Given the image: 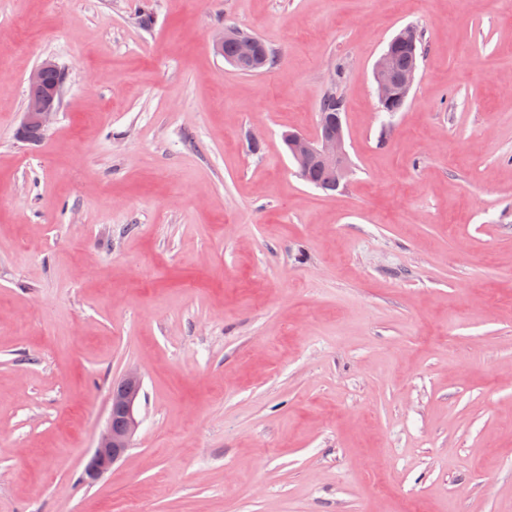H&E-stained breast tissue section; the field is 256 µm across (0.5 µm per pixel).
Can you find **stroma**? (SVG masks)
<instances>
[{
	"label": "stroma",
	"instance_id": "35a3bbf8",
	"mask_svg": "<svg viewBox=\"0 0 512 512\" xmlns=\"http://www.w3.org/2000/svg\"><path fill=\"white\" fill-rule=\"evenodd\" d=\"M227 24L280 65L228 66ZM331 92L328 195L281 134ZM130 370L132 446L85 482ZM0 512H512V0H0ZM415 31L416 50H413L410 44L400 39H396V36L400 31L390 40L389 46H391L393 50V54L396 57V63L399 68H406L410 66L414 62L415 58L420 56L422 50V38L416 29ZM389 46H386L384 51L376 60L372 73L376 96L381 109L391 107L395 99L398 97L397 92H399L402 98L408 97L415 82L418 68L417 62V66L415 67H408L401 71L397 70L394 57ZM239 30L240 33L230 35L225 40L224 29L219 31L213 39V48L215 50V53L219 56L224 57V61L226 63L233 61L230 64L233 68L242 67L247 62V58L240 59L239 61L234 60H237L243 51L244 39H255L256 41H258L261 47L260 55L256 60V70L258 71V73H266L273 69L279 61V57L276 54V52L273 51L262 39H260L255 34L242 29ZM56 74L57 79L47 86L39 95L29 96L34 92L42 91V87L48 74ZM65 82V74L52 59L41 61L30 73L27 83L28 98L21 122L17 129L18 138L26 143H33L43 136L48 130L54 115L59 112L61 93Z\"/></svg>",
	"mask_w": 512,
	"mask_h": 512
}]
</instances>
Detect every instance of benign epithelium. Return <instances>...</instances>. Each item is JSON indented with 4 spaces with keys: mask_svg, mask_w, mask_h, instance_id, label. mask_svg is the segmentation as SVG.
Masks as SVG:
<instances>
[{
    "mask_svg": "<svg viewBox=\"0 0 512 512\" xmlns=\"http://www.w3.org/2000/svg\"><path fill=\"white\" fill-rule=\"evenodd\" d=\"M57 75L56 81L39 95L27 98L18 138L33 143L48 130L54 115L59 112L65 74L52 59L41 61L30 73L27 83L36 86L44 83L47 75ZM417 68L397 70L390 48H385L373 68V81L381 108L391 107L397 96L409 95L415 82ZM319 124L329 125L332 131L324 136L310 137L299 132L288 134V152L297 165V174L309 181V167L316 163L336 169V188L340 189L349 174V162L345 151V132L341 121L331 113H319ZM124 386L134 394L114 397L110 401L106 428L101 433L96 447L89 456L85 477L93 481L119 461L131 446L132 437L138 427L135 403L142 388V379L136 372H129L122 379Z\"/></svg>",
    "mask_w": 512,
    "mask_h": 512,
    "instance_id": "1",
    "label": "benign epithelium"
}]
</instances>
